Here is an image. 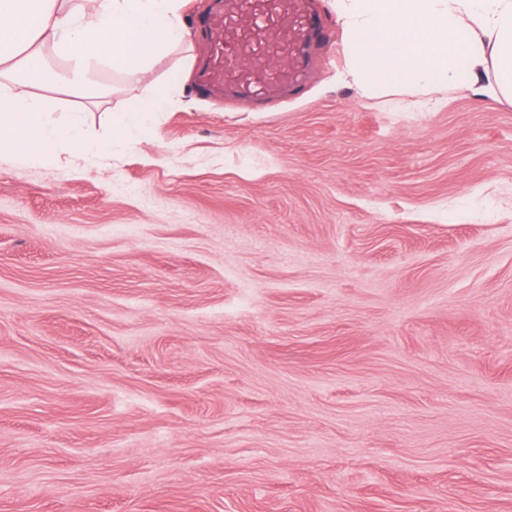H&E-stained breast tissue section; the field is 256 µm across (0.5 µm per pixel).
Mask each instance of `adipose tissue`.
<instances>
[{"instance_id":"1","label":"adipose tissue","mask_w":512,"mask_h":512,"mask_svg":"<svg viewBox=\"0 0 512 512\" xmlns=\"http://www.w3.org/2000/svg\"><path fill=\"white\" fill-rule=\"evenodd\" d=\"M0 0V150L17 165L63 146L84 157L108 155L113 141L149 128L173 84L149 79L162 56L188 36L182 0ZM349 63L343 79L363 95L432 93L482 85L512 100V0H336ZM146 77L140 95L112 115V138H90L80 113L54 119L38 94L45 83L85 94L97 71Z\"/></svg>"}]
</instances>
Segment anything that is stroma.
<instances>
[{
    "label": "stroma",
    "instance_id": "obj_1",
    "mask_svg": "<svg viewBox=\"0 0 512 512\" xmlns=\"http://www.w3.org/2000/svg\"><path fill=\"white\" fill-rule=\"evenodd\" d=\"M311 2L288 97L0 155V512H512V104L364 96ZM99 79L42 93L106 139L143 83Z\"/></svg>",
    "mask_w": 512,
    "mask_h": 512
}]
</instances>
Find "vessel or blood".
<instances>
[{"mask_svg":"<svg viewBox=\"0 0 512 512\" xmlns=\"http://www.w3.org/2000/svg\"><path fill=\"white\" fill-rule=\"evenodd\" d=\"M205 20L212 57L200 75L206 87L274 97L297 84L315 39L323 35L310 0H220Z\"/></svg>","mask_w":512,"mask_h":512,"instance_id":"obj_1","label":"vessel or blood"}]
</instances>
